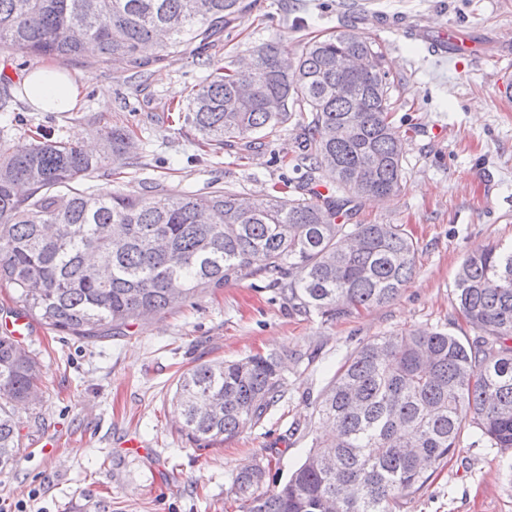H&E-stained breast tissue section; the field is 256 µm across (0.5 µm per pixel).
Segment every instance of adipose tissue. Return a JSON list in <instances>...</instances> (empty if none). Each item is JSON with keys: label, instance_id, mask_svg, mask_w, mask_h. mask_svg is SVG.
<instances>
[{"label": "adipose tissue", "instance_id": "ef3b65f1", "mask_svg": "<svg viewBox=\"0 0 512 512\" xmlns=\"http://www.w3.org/2000/svg\"><path fill=\"white\" fill-rule=\"evenodd\" d=\"M27 99L38 112H71L80 103V84L77 79L58 73L54 68L38 66L24 77Z\"/></svg>", "mask_w": 512, "mask_h": 512}]
</instances>
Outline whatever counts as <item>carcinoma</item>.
<instances>
[{
	"instance_id": "carcinoma-1",
	"label": "carcinoma",
	"mask_w": 512,
	"mask_h": 512,
	"mask_svg": "<svg viewBox=\"0 0 512 512\" xmlns=\"http://www.w3.org/2000/svg\"><path fill=\"white\" fill-rule=\"evenodd\" d=\"M245 11L243 0H0V46L29 57L124 64L145 77L141 45L164 34L161 60L204 50ZM267 42L249 68L220 67L193 86L177 119L217 151L262 145L293 126L287 179L259 197L230 187L98 193L106 163L129 159L131 137L98 132L97 154L63 140L13 150L0 139V281L20 314L86 342L171 310L209 288L262 274L288 304L339 319L393 301L416 270L418 244L400 224H342L360 199L403 188L407 138L391 121L389 73L369 37L338 30L307 41L293 63ZM366 60L343 72L336 60ZM352 86L342 97L337 87ZM336 191L316 190L322 173ZM465 341L438 328L380 336L348 353L318 404L336 441L317 442L284 483L272 459L232 475L237 512H395L469 427L512 449V245L469 255L455 278ZM282 367L260 354L200 364L174 399L182 431L210 446L257 424L282 399ZM39 363L0 336V469L15 462L14 404L36 394Z\"/></svg>"
}]
</instances>
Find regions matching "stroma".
Segmentation results:
<instances>
[{
  "instance_id": "obj_1",
  "label": "stroma",
  "mask_w": 512,
  "mask_h": 512,
  "mask_svg": "<svg viewBox=\"0 0 512 512\" xmlns=\"http://www.w3.org/2000/svg\"><path fill=\"white\" fill-rule=\"evenodd\" d=\"M249 10L202 54L160 60L131 81L124 67L91 57L51 59L81 84L75 112H33L12 103L0 135L21 146L47 137L97 147V129L135 134L134 165L100 191L173 192L231 187L256 194L293 178L284 161L292 131L266 146L205 154L168 112L214 68L256 45L281 42L299 53L311 37L348 26L379 44L392 83L393 121L409 129L405 187L385 201L361 200L351 224H400L417 241L414 276L391 303L339 320L293 310L263 275H244L114 336L85 343L43 324L24 346L41 366L32 405L20 409L17 463L0 471V512H224L230 476L272 449L285 479L325 434L320 396L339 361L360 343L416 328L473 337L456 308L455 277L475 250L512 244V98L499 88L512 70V0H249ZM454 28L480 47L478 59L430 54L419 29ZM284 365V397L258 424L208 448L181 430L173 395L179 377L204 362L251 354ZM136 440L130 448L128 440ZM397 512H512V450L465 430L458 448Z\"/></svg>"
}]
</instances>
